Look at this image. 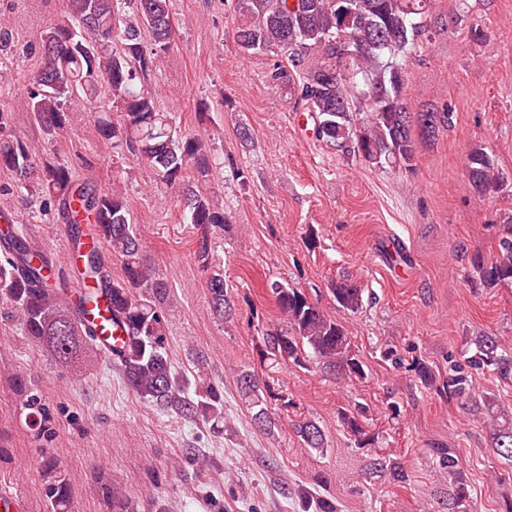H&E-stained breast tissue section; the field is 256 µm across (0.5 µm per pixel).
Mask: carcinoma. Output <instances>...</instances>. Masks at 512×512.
<instances>
[{
  "mask_svg": "<svg viewBox=\"0 0 512 512\" xmlns=\"http://www.w3.org/2000/svg\"><path fill=\"white\" fill-rule=\"evenodd\" d=\"M236 13L246 17L237 28V41L246 51L276 52L287 57L302 74L300 99L314 114L317 139L345 148L355 144L366 161L380 165L409 164L416 139H429L448 120L445 112H413L403 95L405 62L432 32L430 0H233ZM68 17L40 36L43 66L29 89L34 121L45 138L65 128L67 102L81 93L93 104L100 138L120 142L138 152L161 188L176 189L188 223L200 231L195 251L198 266L208 272L206 286L212 311L227 319L234 313L224 273L213 265L212 235L228 222L224 211L192 181L189 165L198 176H208L211 162L203 140L177 130L170 112L155 109L151 94L139 86L141 76L156 67L159 54L173 39L170 0H66ZM152 35L147 46L142 30ZM120 119L112 120V112ZM367 112L362 128L353 113ZM0 170L12 175L19 188H34L44 203L64 216L70 228L83 223L80 215L93 216L92 236L106 247L82 251L81 278L94 280L112 305V320L127 331L124 348L113 362L127 387L139 397L200 418L210 429L224 432V390L209 384L194 401L172 371L168 353L167 318L163 298L167 287L159 272L144 265L143 243L131 223L126 197L118 190L98 192L82 182L68 164L38 154L35 146L17 136L0 137ZM465 172L478 194L496 190L501 177L482 147L466 155ZM122 266L119 280L105 268L106 257ZM51 267L46 257L30 249L22 235L0 234V304L6 319L16 320L38 347L49 352L63 368H77L96 358H109L93 342L68 301L67 292L44 285L43 272ZM472 275L484 286L512 285V213L500 224L497 252L490 259L477 255ZM265 288L286 316L284 327L261 330L257 356L270 369L280 365L319 367L338 377L361 378L363 364L343 325L327 315L318 302L297 288L266 280ZM340 310L355 313L363 306V289L348 278L331 284ZM468 363L493 368L501 376L512 374V345L496 336H480ZM239 396L253 410L252 419L271 433L277 428L269 400V383L251 369L235 378ZM448 394L466 398L468 379L448 375ZM484 415L494 453L512 462V408L490 401L472 402ZM362 409H341L339 420L354 447L376 450L378 435L361 421ZM294 432L306 447H327V437L313 420L294 423ZM439 467L454 476L451 508L468 501L466 482L458 477V458L451 448H435ZM371 466L388 470L393 480H409L396 459L375 456ZM48 474L44 495L50 512H70V484L55 475V459L44 456ZM301 512H337L324 495L305 492Z\"/></svg>",
  "mask_w": 512,
  "mask_h": 512,
  "instance_id": "cac0c4a2",
  "label": "carcinoma"
}]
</instances>
